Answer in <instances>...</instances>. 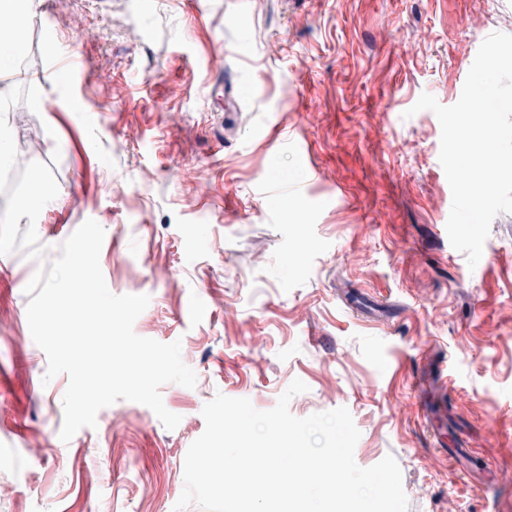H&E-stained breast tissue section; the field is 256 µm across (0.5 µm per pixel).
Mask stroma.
Masks as SVG:
<instances>
[{
	"mask_svg": "<svg viewBox=\"0 0 512 512\" xmlns=\"http://www.w3.org/2000/svg\"><path fill=\"white\" fill-rule=\"evenodd\" d=\"M32 12L0 127L15 149L37 131L24 177L55 193L35 207L0 193V512H173L204 404L266 411L295 379L308 390L290 412L347 408L356 463L393 456L409 512H512V214L469 267L446 233L439 121L412 110L424 93L458 101L483 40L512 34V0ZM88 219L109 290L150 298L135 333L181 341L196 374L161 388L175 429L120 400L59 437L68 377L43 380L25 287ZM442 381L435 425L419 396Z\"/></svg>",
	"mask_w": 512,
	"mask_h": 512,
	"instance_id": "1",
	"label": "stroma"
}]
</instances>
